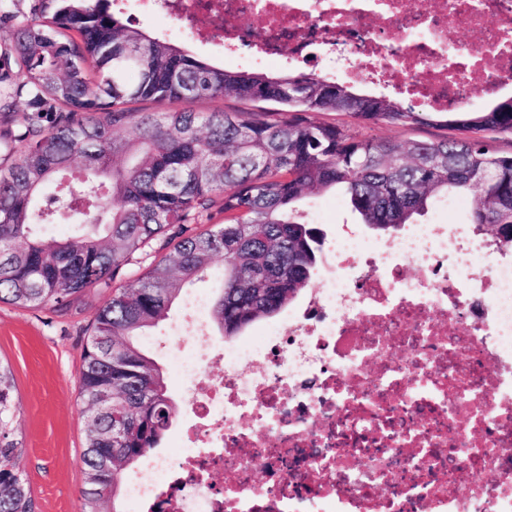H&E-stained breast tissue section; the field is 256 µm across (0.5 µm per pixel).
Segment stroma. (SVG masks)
<instances>
[{
    "mask_svg": "<svg viewBox=\"0 0 512 512\" xmlns=\"http://www.w3.org/2000/svg\"><path fill=\"white\" fill-rule=\"evenodd\" d=\"M138 29L190 48L205 58L206 47L193 42L189 30L161 14L141 15L136 0L127 7ZM323 123L344 126L351 133L404 144L449 135L440 125L403 127L381 122L362 126L341 112L318 113ZM305 221L319 227L326 241L351 229L365 233L342 192L325 191L308 196L301 204ZM224 262L215 260L207 276L184 289L183 300L173 305L168 322L146 332L141 343L148 351L167 335L171 323L185 318L184 300L200 295L213 300L223 284ZM106 290L85 293L73 309L57 315L46 308H20L0 303V361L13 371L19 431L23 444L21 464L32 489L37 512H79L84 484L83 446L85 418L79 398V372L88 329L98 308L109 299Z\"/></svg>",
    "mask_w": 512,
    "mask_h": 512,
    "instance_id": "obj_1",
    "label": "stroma"
}]
</instances>
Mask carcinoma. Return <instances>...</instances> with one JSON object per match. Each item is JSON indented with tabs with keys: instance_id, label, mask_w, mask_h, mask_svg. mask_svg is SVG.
Returning <instances> with one entry per match:
<instances>
[{
	"instance_id": "cac0c4a2",
	"label": "carcinoma",
	"mask_w": 512,
	"mask_h": 512,
	"mask_svg": "<svg viewBox=\"0 0 512 512\" xmlns=\"http://www.w3.org/2000/svg\"><path fill=\"white\" fill-rule=\"evenodd\" d=\"M0 53V302L65 311L112 289L95 316L79 388L85 423L79 512H122L127 472L161 443L179 413L140 339L164 321L182 285L224 258L211 307L224 336L278 315L310 286L324 237L297 203L341 188L368 229L394 233L437 197L473 198L471 223L512 249V155L479 136L512 133V96L485 112H426L314 72L230 71L132 26L112 0H33ZM234 95L278 112H134L128 105ZM415 127L433 117L461 138H355L307 112ZM82 170H74L76 159ZM58 191L40 202L43 188ZM72 233L46 240L41 227ZM192 224L207 228L195 231ZM164 254L127 286L126 267ZM15 382L0 364V512H36L16 438ZM112 510H107V504Z\"/></svg>"
}]
</instances>
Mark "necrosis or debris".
Instances as JSON below:
<instances>
[{
    "instance_id": "4bbe7bcc",
    "label": "necrosis or debris",
    "mask_w": 512,
    "mask_h": 512,
    "mask_svg": "<svg viewBox=\"0 0 512 512\" xmlns=\"http://www.w3.org/2000/svg\"><path fill=\"white\" fill-rule=\"evenodd\" d=\"M140 2L217 55L319 52L423 110L512 92V0ZM327 264L256 340L219 344L188 300L169 360L221 372L178 453L129 479L138 512H512V254L433 221L339 236Z\"/></svg>"
}]
</instances>
